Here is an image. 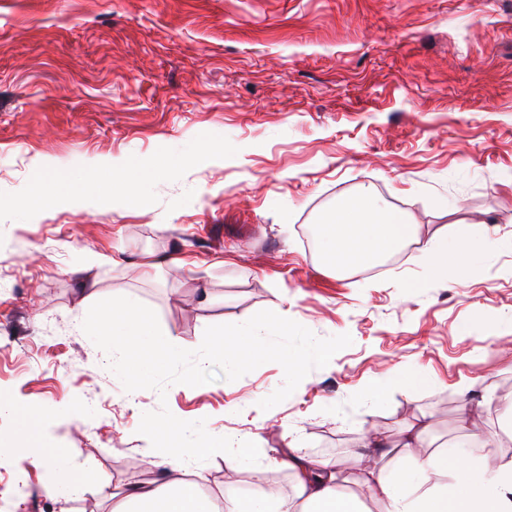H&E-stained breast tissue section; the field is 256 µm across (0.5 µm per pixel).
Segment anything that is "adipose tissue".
I'll list each match as a JSON object with an SVG mask.
<instances>
[{"mask_svg":"<svg viewBox=\"0 0 512 512\" xmlns=\"http://www.w3.org/2000/svg\"><path fill=\"white\" fill-rule=\"evenodd\" d=\"M416 237V227L402 211L380 205L372 188H361L354 196L339 201L326 215L318 236L319 254L325 267L349 270L377 264ZM487 239L440 238L424 248V266L429 277L445 279L463 268L482 262ZM486 452L477 457L465 445L450 446L432 456L429 467L447 473V484L412 496L413 471L396 463L389 475L371 464L383 448L373 437L362 445L360 485L381 512H512V461H502L492 452L497 440L481 442ZM285 466L294 474L295 496L259 492L244 498L227 499L205 494L200 481L175 480L170 484L127 485L113 512H365L356 495L340 488L337 466L310 461L301 454L296 440H289ZM247 447L223 439L202 445L183 441L178 456L152 452V463L160 469H177L193 456L223 458L227 470L240 468ZM52 477L60 494H78L86 484V473L73 466L60 448L45 451Z\"/></svg>","mask_w":512,"mask_h":512,"instance_id":"ef3b65f1","label":"adipose tissue"}]
</instances>
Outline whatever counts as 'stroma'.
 I'll return each mask as SVG.
<instances>
[{"mask_svg":"<svg viewBox=\"0 0 512 512\" xmlns=\"http://www.w3.org/2000/svg\"><path fill=\"white\" fill-rule=\"evenodd\" d=\"M121 160L139 209L96 173ZM90 176L96 196L21 205L38 182ZM365 186L418 237L384 270L330 272L301 230ZM448 235L512 236V0H0V395L113 485L159 480L138 427L163 404L246 440L235 473L218 457L176 471L204 470L216 496L292 481L287 430L352 491L366 433L394 447L413 424L442 451L468 396L485 402L478 435L512 458V251L428 278L423 249ZM90 252L108 263L82 270ZM90 289L131 295L185 349L262 310L353 343L267 411L275 362L201 392L129 393L79 325ZM395 367L439 383L385 384ZM46 474L1 465L0 512H112L93 488L56 499Z\"/></svg>","mask_w":512,"mask_h":512,"instance_id":"1","label":"stroma"}]
</instances>
